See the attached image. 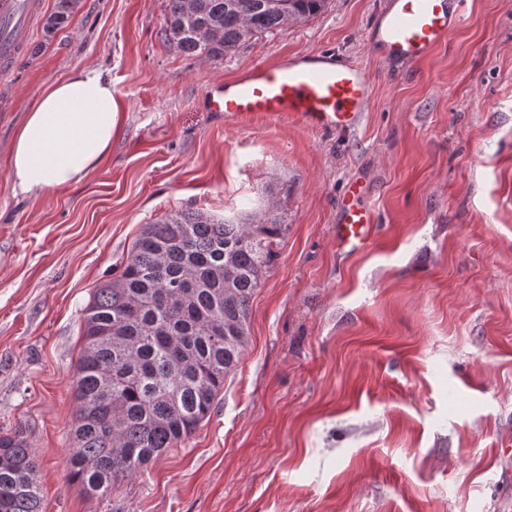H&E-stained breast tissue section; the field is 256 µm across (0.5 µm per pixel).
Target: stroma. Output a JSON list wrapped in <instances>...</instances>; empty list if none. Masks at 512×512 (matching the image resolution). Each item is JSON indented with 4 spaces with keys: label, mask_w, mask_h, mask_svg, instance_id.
<instances>
[{
    "label": "stroma",
    "mask_w": 512,
    "mask_h": 512,
    "mask_svg": "<svg viewBox=\"0 0 512 512\" xmlns=\"http://www.w3.org/2000/svg\"><path fill=\"white\" fill-rule=\"evenodd\" d=\"M386 2L328 0L216 61L166 40V0H79L52 34L44 0L0 65V432L25 426L43 512H512V0H467L412 66L367 47ZM309 50L366 69L351 129L207 110L214 83ZM88 67L119 103L110 152L58 193L14 192L17 126ZM356 178L375 222L346 254ZM178 209L288 229L210 417L92 498L66 466L83 310Z\"/></svg>",
    "instance_id": "35a3bbf8"
}]
</instances>
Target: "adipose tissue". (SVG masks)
<instances>
[{
	"label": "adipose tissue",
	"mask_w": 512,
	"mask_h": 512,
	"mask_svg": "<svg viewBox=\"0 0 512 512\" xmlns=\"http://www.w3.org/2000/svg\"><path fill=\"white\" fill-rule=\"evenodd\" d=\"M120 122L111 80L85 68L54 81L27 112L9 152L15 190L61 191L92 174Z\"/></svg>",
	"instance_id": "ef3b65f1"
}]
</instances>
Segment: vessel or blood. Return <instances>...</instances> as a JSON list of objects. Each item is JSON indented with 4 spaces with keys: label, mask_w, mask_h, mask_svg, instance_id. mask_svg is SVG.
Here are the masks:
<instances>
[{
    "label": "vessel or blood",
    "mask_w": 512,
    "mask_h": 512,
    "mask_svg": "<svg viewBox=\"0 0 512 512\" xmlns=\"http://www.w3.org/2000/svg\"><path fill=\"white\" fill-rule=\"evenodd\" d=\"M465 0H388L367 36L374 57L388 63L415 64L429 58L460 25ZM39 0H0V62L11 61L27 39ZM372 102L368 75L359 66L324 51L290 56L258 66L236 79L213 85L207 93L210 111L235 118L289 119L325 131H345ZM360 183L345 193L336 221V244L358 251L374 222L363 202Z\"/></svg>",
    "instance_id": "b4317fda"
}]
</instances>
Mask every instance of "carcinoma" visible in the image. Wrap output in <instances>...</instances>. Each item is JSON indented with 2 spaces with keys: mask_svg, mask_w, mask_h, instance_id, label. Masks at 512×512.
<instances>
[{
  "mask_svg": "<svg viewBox=\"0 0 512 512\" xmlns=\"http://www.w3.org/2000/svg\"><path fill=\"white\" fill-rule=\"evenodd\" d=\"M327 0H166L164 32L213 60ZM287 225L177 210L143 226L119 277L84 309L67 464L103 497L210 416L247 342L250 303ZM0 512H42L23 429L0 433Z\"/></svg>",
  "mask_w": 512,
  "mask_h": 512,
  "instance_id": "cac0c4a2",
  "label": "carcinoma"
}]
</instances>
